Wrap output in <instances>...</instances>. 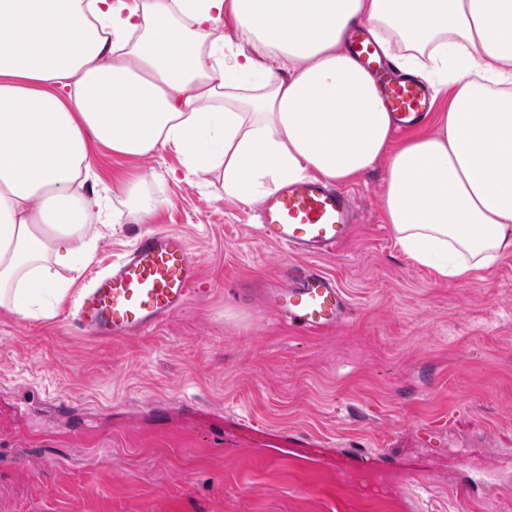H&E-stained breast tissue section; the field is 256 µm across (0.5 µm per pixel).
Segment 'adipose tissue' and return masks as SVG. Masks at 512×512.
<instances>
[{"instance_id":"1","label":"adipose tissue","mask_w":512,"mask_h":512,"mask_svg":"<svg viewBox=\"0 0 512 512\" xmlns=\"http://www.w3.org/2000/svg\"><path fill=\"white\" fill-rule=\"evenodd\" d=\"M230 21L261 57L217 36ZM369 24L403 74L454 87L435 132L391 147L373 77L344 49ZM170 149L253 200L387 160L398 247L462 279L512 255V0H0V307L50 318L57 267L92 259L107 211L91 148Z\"/></svg>"}]
</instances>
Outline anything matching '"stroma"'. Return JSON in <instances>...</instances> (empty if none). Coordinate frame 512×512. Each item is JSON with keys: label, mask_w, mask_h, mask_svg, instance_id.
<instances>
[{"label": "stroma", "mask_w": 512, "mask_h": 512, "mask_svg": "<svg viewBox=\"0 0 512 512\" xmlns=\"http://www.w3.org/2000/svg\"><path fill=\"white\" fill-rule=\"evenodd\" d=\"M93 169L109 189L138 179L151 215L126 211L89 264L60 269L54 317L0 308V512H512V256L453 281L417 264L381 162L346 186L353 241L317 261L262 241L255 202L173 150L101 148ZM146 231L189 241L191 300L144 337H81L77 294ZM312 266L350 305L318 337L265 301Z\"/></svg>", "instance_id": "1"}]
</instances>
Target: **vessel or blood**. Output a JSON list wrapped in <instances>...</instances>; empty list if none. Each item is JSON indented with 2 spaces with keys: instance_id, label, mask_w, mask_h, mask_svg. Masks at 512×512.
Here are the masks:
<instances>
[{
  "instance_id": "vessel-or-blood-1",
  "label": "vessel or blood",
  "mask_w": 512,
  "mask_h": 512,
  "mask_svg": "<svg viewBox=\"0 0 512 512\" xmlns=\"http://www.w3.org/2000/svg\"><path fill=\"white\" fill-rule=\"evenodd\" d=\"M348 52L376 80L394 125L408 130L432 110L428 88L391 73L376 42L355 28ZM260 238L311 259L335 254L352 240L354 204L341 189L316 179L282 186L257 205ZM200 276L198 261L179 233L146 234L106 275L80 297L75 324L94 340L120 341L146 334L190 301ZM267 303L309 336L336 329L347 315V302L331 278L312 269L290 278L287 287L270 289Z\"/></svg>"
}]
</instances>
